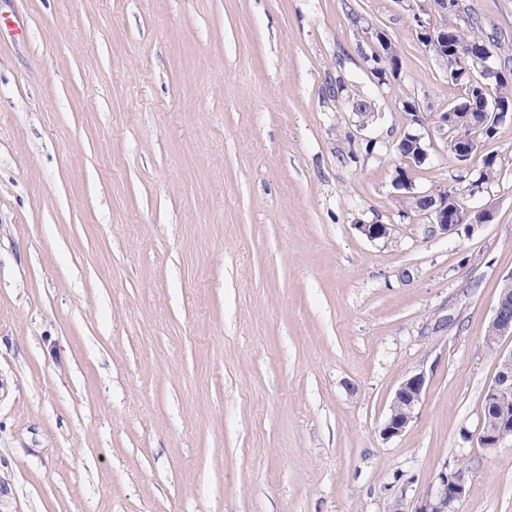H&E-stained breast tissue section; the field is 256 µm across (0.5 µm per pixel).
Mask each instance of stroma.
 <instances>
[{
    "label": "stroma",
    "mask_w": 512,
    "mask_h": 512,
    "mask_svg": "<svg viewBox=\"0 0 512 512\" xmlns=\"http://www.w3.org/2000/svg\"><path fill=\"white\" fill-rule=\"evenodd\" d=\"M460 4L512 58V0ZM378 31L400 49L381 88ZM445 69L399 0H0V512H415L461 457L456 512H512V444L468 440L512 272V119L464 198L490 223L446 236L396 202L400 101L461 100ZM428 153L418 191L459 166ZM472 167L471 179L478 180L486 189L498 180L500 168L493 155L482 157L480 163L472 164ZM424 373H415L400 383L392 399L390 410L401 409V414L387 416L381 426L380 435L384 440L402 436L416 418L415 412L425 392Z\"/></svg>",
    "instance_id": "stroma-1"
}]
</instances>
